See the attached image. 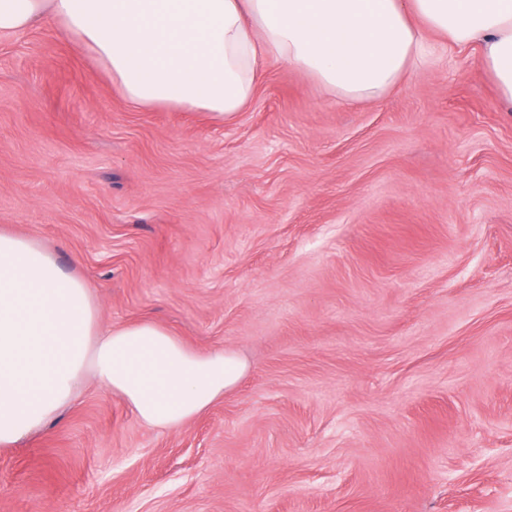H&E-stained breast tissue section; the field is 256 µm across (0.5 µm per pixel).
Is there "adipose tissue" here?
Segmentation results:
<instances>
[{
    "mask_svg": "<svg viewBox=\"0 0 512 512\" xmlns=\"http://www.w3.org/2000/svg\"><path fill=\"white\" fill-rule=\"evenodd\" d=\"M48 21L77 35L139 107L231 119L270 57L365 100L415 65L425 27L479 45L512 105V0H0V36ZM246 369L235 352L192 351L153 322L102 329L83 278L37 241L0 231V447L43 428L90 378L145 424L171 429Z\"/></svg>",
    "mask_w": 512,
    "mask_h": 512,
    "instance_id": "obj_1",
    "label": "adipose tissue"
}]
</instances>
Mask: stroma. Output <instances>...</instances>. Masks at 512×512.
<instances>
[{"mask_svg": "<svg viewBox=\"0 0 512 512\" xmlns=\"http://www.w3.org/2000/svg\"><path fill=\"white\" fill-rule=\"evenodd\" d=\"M384 93L271 59L233 120L128 104L78 37L0 38V230L249 369L174 429L88 383L0 447V512H512V112L424 31Z\"/></svg>", "mask_w": 512, "mask_h": 512, "instance_id": "obj_1", "label": "stroma"}]
</instances>
